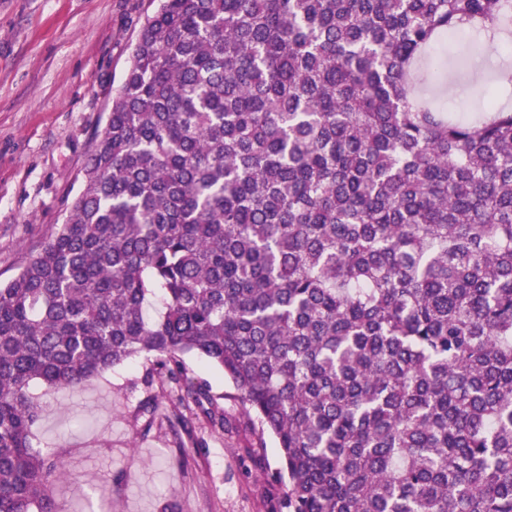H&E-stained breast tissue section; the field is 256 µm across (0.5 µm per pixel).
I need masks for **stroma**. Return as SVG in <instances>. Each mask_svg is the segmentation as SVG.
I'll use <instances>...</instances> for the list:
<instances>
[{"mask_svg":"<svg viewBox=\"0 0 512 512\" xmlns=\"http://www.w3.org/2000/svg\"><path fill=\"white\" fill-rule=\"evenodd\" d=\"M150 0H0V281L15 275L62 224L81 170L106 123ZM141 360L79 389L34 384L33 438L61 456L58 512H280L285 488L271 436L242 409L223 374L193 356L187 380H206L228 425L186 408L170 428L165 393L145 390Z\"/></svg>","mask_w":512,"mask_h":512,"instance_id":"obj_1","label":"stroma"}]
</instances>
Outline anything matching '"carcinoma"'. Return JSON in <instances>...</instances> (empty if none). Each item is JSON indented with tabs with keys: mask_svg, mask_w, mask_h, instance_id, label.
Returning a JSON list of instances; mask_svg holds the SVG:
<instances>
[{
	"mask_svg": "<svg viewBox=\"0 0 512 512\" xmlns=\"http://www.w3.org/2000/svg\"><path fill=\"white\" fill-rule=\"evenodd\" d=\"M151 2L80 191L0 283V512H56L33 382L189 355L274 439L288 512H512V0ZM461 31L500 95L469 119ZM182 398L226 425L208 382Z\"/></svg>",
	"mask_w": 512,
	"mask_h": 512,
	"instance_id": "obj_1",
	"label": "carcinoma"
}]
</instances>
